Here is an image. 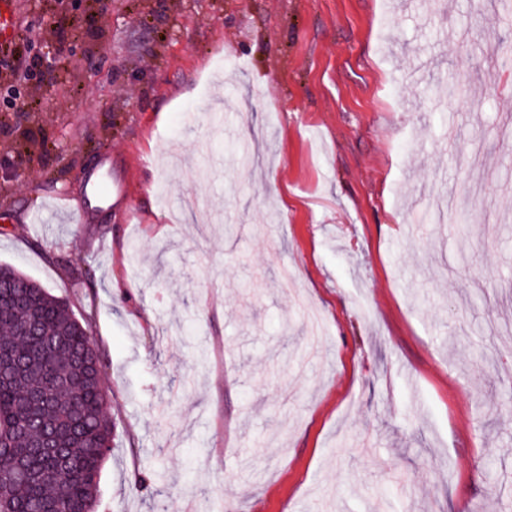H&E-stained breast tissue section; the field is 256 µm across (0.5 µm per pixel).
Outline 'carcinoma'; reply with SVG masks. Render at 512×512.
<instances>
[{"instance_id": "carcinoma-1", "label": "carcinoma", "mask_w": 512, "mask_h": 512, "mask_svg": "<svg viewBox=\"0 0 512 512\" xmlns=\"http://www.w3.org/2000/svg\"><path fill=\"white\" fill-rule=\"evenodd\" d=\"M0 265V512H95L111 451L102 356L91 325Z\"/></svg>"}]
</instances>
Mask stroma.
<instances>
[{
    "label": "stroma",
    "instance_id": "35a3bbf8",
    "mask_svg": "<svg viewBox=\"0 0 512 512\" xmlns=\"http://www.w3.org/2000/svg\"><path fill=\"white\" fill-rule=\"evenodd\" d=\"M49 43L0 87V264L92 327L96 512H512V21L0 0V49ZM120 190L112 184V176L107 168L99 169L89 182L85 199L87 210L112 207V196H118Z\"/></svg>",
    "mask_w": 512,
    "mask_h": 512
}]
</instances>
